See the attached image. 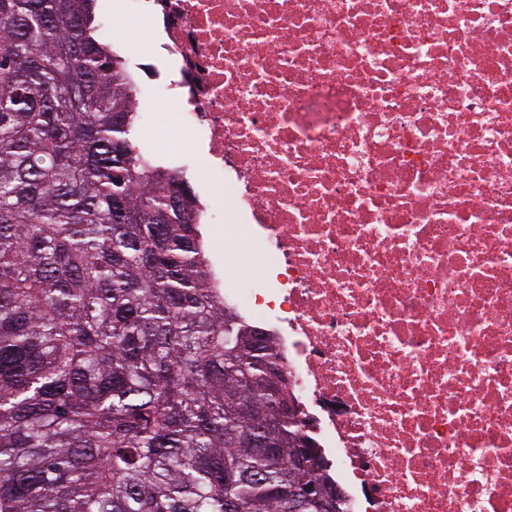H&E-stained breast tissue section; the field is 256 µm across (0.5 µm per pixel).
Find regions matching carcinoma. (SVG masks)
Segmentation results:
<instances>
[{
  "mask_svg": "<svg viewBox=\"0 0 512 512\" xmlns=\"http://www.w3.org/2000/svg\"><path fill=\"white\" fill-rule=\"evenodd\" d=\"M135 94L96 0H0V512H345Z\"/></svg>",
  "mask_w": 512,
  "mask_h": 512,
  "instance_id": "carcinoma-1",
  "label": "carcinoma"
}]
</instances>
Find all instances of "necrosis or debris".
<instances>
[{"instance_id":"necrosis-or-debris-1","label":"necrosis or debris","mask_w":512,"mask_h":512,"mask_svg":"<svg viewBox=\"0 0 512 512\" xmlns=\"http://www.w3.org/2000/svg\"><path fill=\"white\" fill-rule=\"evenodd\" d=\"M348 512H512V0H150Z\"/></svg>"}]
</instances>
